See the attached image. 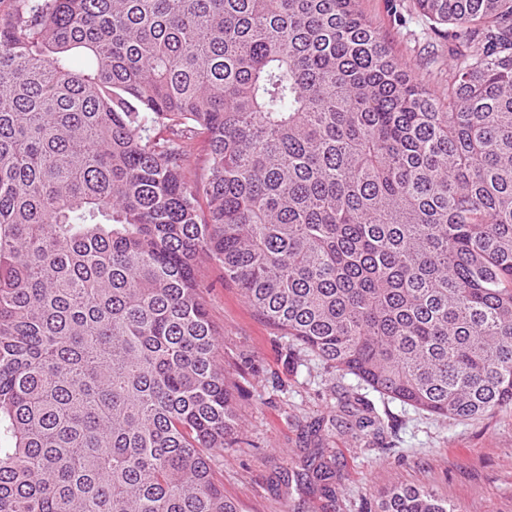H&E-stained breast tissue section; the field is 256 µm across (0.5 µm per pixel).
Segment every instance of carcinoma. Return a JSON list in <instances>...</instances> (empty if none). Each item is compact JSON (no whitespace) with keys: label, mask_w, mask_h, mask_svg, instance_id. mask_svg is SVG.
Listing matches in <instances>:
<instances>
[{"label":"carcinoma","mask_w":512,"mask_h":512,"mask_svg":"<svg viewBox=\"0 0 512 512\" xmlns=\"http://www.w3.org/2000/svg\"><path fill=\"white\" fill-rule=\"evenodd\" d=\"M12 2L0 512H237L204 453L240 418L203 255L383 396L512 404V0H416L460 47L445 97L357 0Z\"/></svg>","instance_id":"1"}]
</instances>
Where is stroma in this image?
Listing matches in <instances>:
<instances>
[{"mask_svg":"<svg viewBox=\"0 0 512 512\" xmlns=\"http://www.w3.org/2000/svg\"><path fill=\"white\" fill-rule=\"evenodd\" d=\"M401 2V23L387 0L359 6L419 80L444 95L452 44L414 0ZM198 279L242 421L239 444L208 454L238 512H375L399 486L434 490L455 512H512V405L460 422L383 398L263 320L218 264L201 262ZM367 404L374 422L362 430ZM319 452L336 460L325 487L308 467Z\"/></svg>","mask_w":512,"mask_h":512,"instance_id":"35a3bbf8","label":"stroma"}]
</instances>
